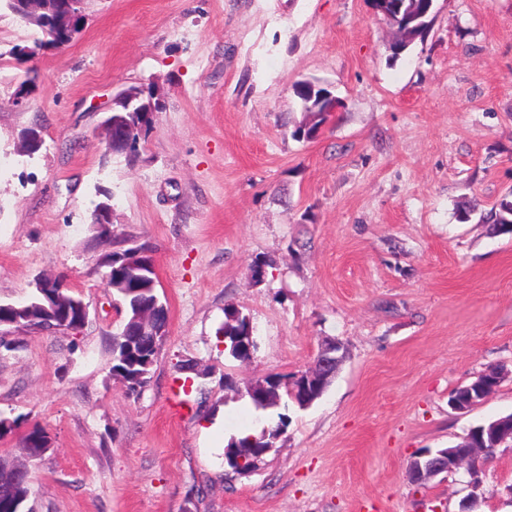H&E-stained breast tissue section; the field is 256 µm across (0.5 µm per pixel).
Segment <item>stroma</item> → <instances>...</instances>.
<instances>
[{"mask_svg": "<svg viewBox=\"0 0 512 512\" xmlns=\"http://www.w3.org/2000/svg\"><path fill=\"white\" fill-rule=\"evenodd\" d=\"M61 47L0 0V302L65 278L88 307L76 331L6 326L0 455L30 465L35 512H456L468 476H407L425 448L512 413V378L474 410L448 406L477 373L512 367V233L458 222L512 189V0H435L422 38L393 54L370 0H82ZM338 106L311 140L294 93ZM159 109L135 155L105 152L114 97ZM26 92L18 100V92ZM36 126L45 144L17 153ZM112 204V235L89 214ZM145 245L168 308L146 385L112 373L121 329L104 255ZM249 316L247 360L224 349V310ZM347 357L306 409L259 413L240 385L293 376L322 340ZM203 395L171 404L181 366ZM285 415L250 472L228 441ZM478 512H512V447L488 457Z\"/></svg>", "mask_w": 512, "mask_h": 512, "instance_id": "obj_1", "label": "stroma"}]
</instances>
